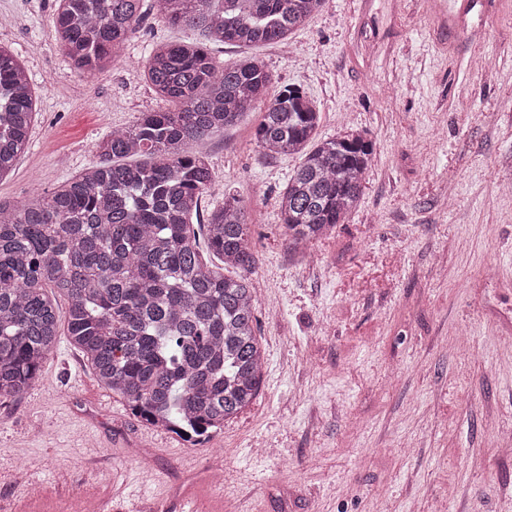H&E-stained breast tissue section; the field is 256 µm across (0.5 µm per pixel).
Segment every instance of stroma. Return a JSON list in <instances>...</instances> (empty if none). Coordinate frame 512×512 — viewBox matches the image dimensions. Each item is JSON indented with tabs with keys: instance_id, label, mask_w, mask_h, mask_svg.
<instances>
[{
	"instance_id": "1",
	"label": "stroma",
	"mask_w": 512,
	"mask_h": 512,
	"mask_svg": "<svg viewBox=\"0 0 512 512\" xmlns=\"http://www.w3.org/2000/svg\"><path fill=\"white\" fill-rule=\"evenodd\" d=\"M471 2L451 21L442 0H322L288 44L214 46L217 65L254 56L305 91L320 136L365 132L360 203L301 257L278 207L299 159L262 155L260 110L190 144L215 174L202 214L231 192L255 226L257 398L192 447L134 416L60 336L23 396L0 401V512L22 471L103 488L112 512H512V455L496 448L512 436V0ZM57 8L0 0V46L36 97L2 200L56 189L112 128L163 108L148 52L194 36L146 14L87 78L55 39Z\"/></svg>"
}]
</instances>
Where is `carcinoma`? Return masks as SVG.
I'll list each match as a JSON object with an SVG mask.
<instances>
[{
  "mask_svg": "<svg viewBox=\"0 0 512 512\" xmlns=\"http://www.w3.org/2000/svg\"><path fill=\"white\" fill-rule=\"evenodd\" d=\"M165 22L200 33L151 48L145 73L167 107L145 112L97 144L100 162L59 188L0 202V398L34 383L67 324L98 383L133 414L193 445L255 399L264 350L250 274L252 225L224 193L193 225L214 183L184 146L224 132L261 101L265 156L301 155L280 199L288 249L328 236L357 208L373 144L348 129L311 144L320 112L299 88L275 86L262 61L217 66L211 44H287L322 0H150ZM144 0H60L53 26L74 67H112ZM34 92L0 46V179L29 144ZM157 161H131L135 156ZM227 276L203 262L200 243ZM67 299L60 310L48 290Z\"/></svg>",
  "mask_w": 512,
  "mask_h": 512,
  "instance_id": "carcinoma-1",
  "label": "carcinoma"
}]
</instances>
